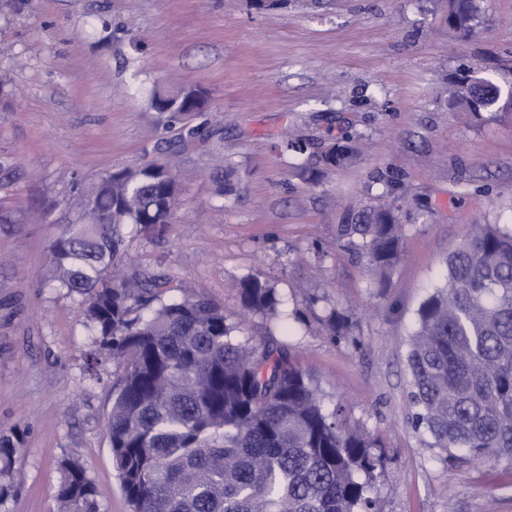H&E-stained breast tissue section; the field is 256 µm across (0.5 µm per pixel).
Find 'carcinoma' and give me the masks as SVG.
I'll return each mask as SVG.
<instances>
[{"label":"carcinoma","mask_w":512,"mask_h":512,"mask_svg":"<svg viewBox=\"0 0 512 512\" xmlns=\"http://www.w3.org/2000/svg\"><path fill=\"white\" fill-rule=\"evenodd\" d=\"M448 26L471 34L477 0H446ZM207 94H154L157 112H202ZM446 104L460 112H511L512 95L468 70ZM355 137L321 155L347 162ZM398 198L338 225V240L387 275L402 254ZM170 174L150 164L109 171L85 195L78 221L49 247L52 287L83 298L95 336L89 367L113 363L107 435L131 512H378L380 460L371 437L324 408L310 378L286 353L257 352L236 337L214 300L170 297L171 279L118 269L127 226L160 233L174 222ZM447 275L417 311L406 357L411 426L443 460L492 456L512 468V229L475 224L446 260ZM242 308L268 321L288 317L277 288L255 275L235 281ZM333 334L349 323L335 310ZM12 438L0 432V500L13 484ZM63 507L97 512L96 489L62 464Z\"/></svg>","instance_id":"1"}]
</instances>
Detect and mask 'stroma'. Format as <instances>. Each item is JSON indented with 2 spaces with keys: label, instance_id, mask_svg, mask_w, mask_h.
I'll return each instance as SVG.
<instances>
[{
  "label": "stroma",
  "instance_id": "35a3bbf8",
  "mask_svg": "<svg viewBox=\"0 0 512 512\" xmlns=\"http://www.w3.org/2000/svg\"><path fill=\"white\" fill-rule=\"evenodd\" d=\"M473 35L439 0H24L0 11V432L18 434L0 512H63L61 462L84 470L98 512H130L106 426L112 364L89 368L79 297L49 288L48 246L108 169L166 161L177 218L132 233L126 263L172 275L224 308L238 336L284 349L327 408L380 437L381 512H512V470L453 465L407 419L408 339L474 224L512 225V112L447 109L443 77L512 69V0H478ZM193 86L208 109H152ZM199 133L178 146L184 128ZM321 146L360 136L349 164L294 169L287 133ZM234 169L217 193V160ZM399 185L405 239L380 277L338 240L344 217ZM274 283L288 325L245 318L234 281ZM347 317V335L318 321Z\"/></svg>",
  "mask_w": 512,
  "mask_h": 512
}]
</instances>
